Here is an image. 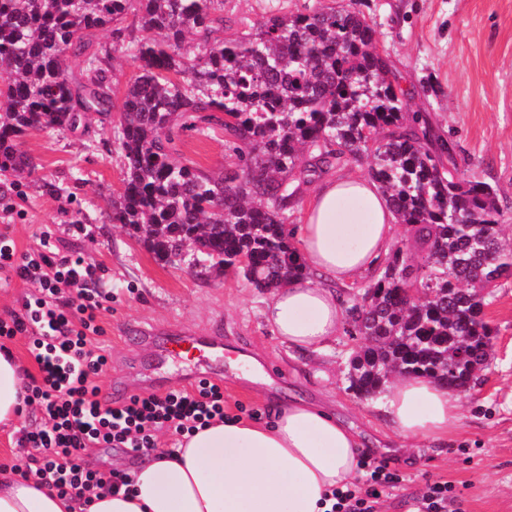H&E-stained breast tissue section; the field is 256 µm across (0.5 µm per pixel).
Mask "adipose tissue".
<instances>
[{"label":"adipose tissue","instance_id":"obj_1","mask_svg":"<svg viewBox=\"0 0 512 512\" xmlns=\"http://www.w3.org/2000/svg\"><path fill=\"white\" fill-rule=\"evenodd\" d=\"M396 222L374 181H325L299 227L302 257L323 278H296L275 288L265 310L289 349L319 351L342 325L333 283L354 281L387 252ZM23 369L0 352V427L17 424L24 407ZM392 433L403 440H447L461 421V400L428 377L397 378L381 397ZM358 431L324 409L291 401L274 405L267 425L215 421L185 438L178 455L158 451L132 473L131 492L102 494L87 509L0 468V512H324L322 499L358 475Z\"/></svg>","mask_w":512,"mask_h":512}]
</instances>
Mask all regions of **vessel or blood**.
Returning <instances> with one entry per match:
<instances>
[{"label": "vessel or blood", "mask_w": 512, "mask_h": 512, "mask_svg": "<svg viewBox=\"0 0 512 512\" xmlns=\"http://www.w3.org/2000/svg\"><path fill=\"white\" fill-rule=\"evenodd\" d=\"M157 352L161 360L181 364L187 379H194L212 363L224 358V338L219 333L197 336L177 333L159 337Z\"/></svg>", "instance_id": "obj_1"}]
</instances>
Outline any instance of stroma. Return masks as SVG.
I'll return each instance as SVG.
<instances>
[{"label": "stroma", "mask_w": 512, "mask_h": 512, "mask_svg": "<svg viewBox=\"0 0 512 512\" xmlns=\"http://www.w3.org/2000/svg\"><path fill=\"white\" fill-rule=\"evenodd\" d=\"M277 0H224L233 21L225 37L265 21ZM412 90L413 110L426 113L435 133L456 146L459 172L496 192L512 224V0H359ZM21 148L36 164L23 176L0 172V228L18 250L39 248L80 255L100 266L98 289L111 292L101 315V341L110 365L103 391L130 396L186 386L179 366L156 362L155 339L167 333L222 332L224 410L263 419L271 406L296 399L327 406L362 429L370 456L399 477L377 512H413L427 485L445 482L457 512H512V276L502 279L486 307L495 329L480 380L461 392L458 432L446 444L391 435L380 401L349 391L348 359L357 343L338 332L320 352L292 351L264 319L269 290L234 270L195 273L155 260L126 227L112 223L110 205L123 187L122 159L112 132L91 116L88 133L30 130ZM181 149L207 172L234 163L220 130L185 137Z\"/></svg>", "instance_id": "obj_1"}]
</instances>
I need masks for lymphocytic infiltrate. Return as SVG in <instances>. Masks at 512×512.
Returning <instances> with one entry per match:
<instances>
[{
  "label": "lymphocytic infiltrate",
  "mask_w": 512,
  "mask_h": 512,
  "mask_svg": "<svg viewBox=\"0 0 512 512\" xmlns=\"http://www.w3.org/2000/svg\"><path fill=\"white\" fill-rule=\"evenodd\" d=\"M0 272L30 286L19 309L0 316V350L24 337L37 366L28 377L25 404L40 411L42 422L17 439L27 458L15 469L21 479L75 499L126 491L131 474L88 468L89 449L115 446L145 455L156 451L158 434L181 438L223 420L224 388L206 379L102 402L99 379L109 357L99 342L105 333L100 316L112 296L95 290L96 264L49 249L21 252L8 233L0 232ZM359 465L370 472L367 482L333 489L328 512H374L376 500L396 481L385 465L365 458Z\"/></svg>",
  "instance_id": "f902f5d3"
}]
</instances>
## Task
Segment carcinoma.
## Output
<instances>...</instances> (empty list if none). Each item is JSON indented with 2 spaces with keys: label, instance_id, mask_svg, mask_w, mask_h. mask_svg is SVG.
Segmentation results:
<instances>
[{
  "label": "carcinoma",
  "instance_id": "carcinoma-1",
  "mask_svg": "<svg viewBox=\"0 0 512 512\" xmlns=\"http://www.w3.org/2000/svg\"><path fill=\"white\" fill-rule=\"evenodd\" d=\"M112 46L95 32L128 15ZM224 0H0V171H32L29 129L87 130L112 116L109 60L139 63L113 143L124 163L109 220L155 256L193 268L240 269L257 288L309 275L288 210L310 177L363 158L396 223L425 252L396 247L378 278L350 294L349 388L375 398L398 377L468 389L492 350L484 308L512 272V241L487 183L457 175L452 143L419 112L376 30L350 5L277 11L224 38ZM81 59L76 78L66 70ZM224 113V117L216 113ZM218 125L235 169L212 175L186 159L182 137ZM414 284L420 297L408 301Z\"/></svg>",
  "mask_w": 512,
  "mask_h": 512
}]
</instances>
